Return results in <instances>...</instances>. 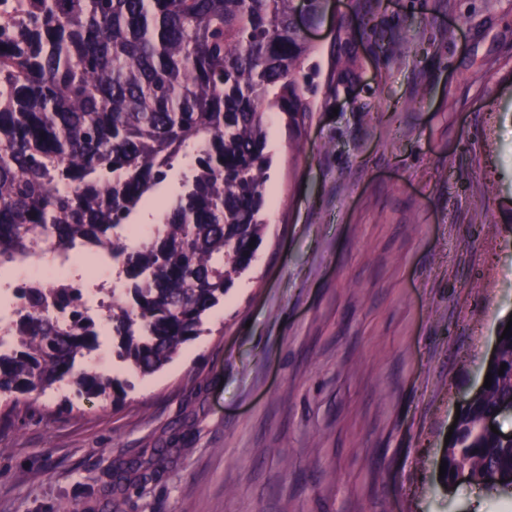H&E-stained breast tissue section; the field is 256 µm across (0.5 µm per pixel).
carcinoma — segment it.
Returning <instances> with one entry per match:
<instances>
[{"label":"carcinoma","mask_w":512,"mask_h":512,"mask_svg":"<svg viewBox=\"0 0 512 512\" xmlns=\"http://www.w3.org/2000/svg\"><path fill=\"white\" fill-rule=\"evenodd\" d=\"M316 48L294 0H20L0 15V265L47 236L61 250L105 246L125 292L112 306L118 360L150 376L202 332L248 270L266 227V112L297 124L314 111ZM341 85L353 56L333 62ZM194 147L181 191L148 239L121 230ZM254 246H249V243ZM27 313L0 344L9 417L55 385L117 399L127 383L82 365L100 347L77 288H22ZM70 312L60 324L52 311ZM497 335L492 385L458 419L442 461L475 484L512 473V441L483 425L512 402V335Z\"/></svg>","instance_id":"cac0c4a2"}]
</instances>
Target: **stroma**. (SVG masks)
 Listing matches in <instances>:
<instances>
[{"mask_svg": "<svg viewBox=\"0 0 512 512\" xmlns=\"http://www.w3.org/2000/svg\"><path fill=\"white\" fill-rule=\"evenodd\" d=\"M295 4L315 110L266 115L251 268L153 376L103 335L121 401L62 386L0 421V512H512L438 470L512 318V0ZM340 16L369 26L342 44ZM334 73L330 78V85L335 83V75H336V90L339 85L344 84L348 80L356 77L358 75L359 70L361 69V64L356 57L353 56H336V59L333 62Z\"/></svg>", "mask_w": 512, "mask_h": 512, "instance_id": "35a3bbf8", "label": "stroma"}]
</instances>
